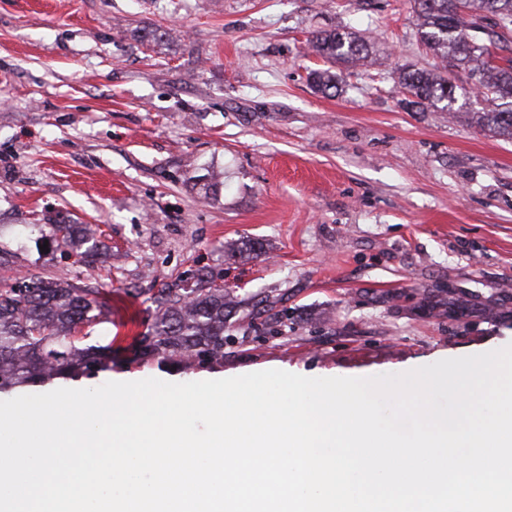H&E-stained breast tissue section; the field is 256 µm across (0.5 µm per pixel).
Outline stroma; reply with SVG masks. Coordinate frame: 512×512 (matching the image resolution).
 <instances>
[{"mask_svg": "<svg viewBox=\"0 0 512 512\" xmlns=\"http://www.w3.org/2000/svg\"><path fill=\"white\" fill-rule=\"evenodd\" d=\"M343 27L370 58L327 95L308 41ZM437 64L410 0H0V285L108 298L89 341L112 367L83 388L370 377L512 344V141L472 122L461 70L456 115L407 108L399 69ZM63 220L99 261L46 246ZM203 272L243 301L223 359L137 357L158 290Z\"/></svg>", "mask_w": 512, "mask_h": 512, "instance_id": "stroma-1", "label": "stroma"}]
</instances>
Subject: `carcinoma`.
Listing matches in <instances>:
<instances>
[{"label": "carcinoma", "mask_w": 512, "mask_h": 512, "mask_svg": "<svg viewBox=\"0 0 512 512\" xmlns=\"http://www.w3.org/2000/svg\"><path fill=\"white\" fill-rule=\"evenodd\" d=\"M420 41L448 67L468 72L482 97L512 100V0H414ZM309 48L330 67L308 74L321 92L337 87L338 62L367 57L366 40L355 32L312 36ZM398 83L415 107L454 110V88L443 75L411 67L399 71ZM478 125L512 139V108L481 112ZM58 247L75 253L78 264L97 260L99 244L82 224L60 221L48 227ZM31 284L0 287V393L55 379L93 378L112 367V346H78L76 333L106 315L98 292L64 277L30 276ZM155 319L139 344L142 354L162 360L174 356L224 358V323L236 302L211 281L193 288H163Z\"/></svg>", "instance_id": "obj_1"}]
</instances>
